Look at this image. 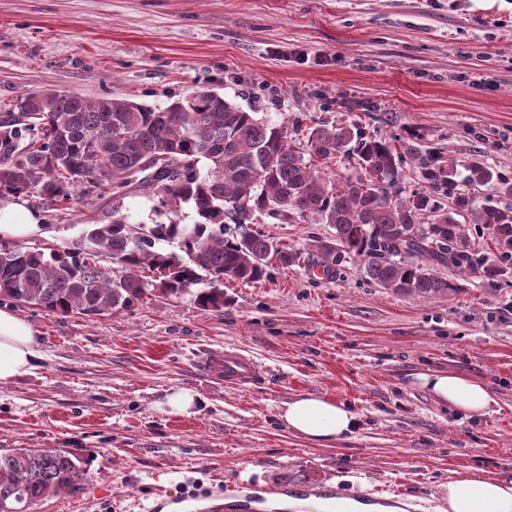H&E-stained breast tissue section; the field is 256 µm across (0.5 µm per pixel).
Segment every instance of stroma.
Wrapping results in <instances>:
<instances>
[{
	"label": "stroma",
	"instance_id": "1",
	"mask_svg": "<svg viewBox=\"0 0 512 512\" xmlns=\"http://www.w3.org/2000/svg\"><path fill=\"white\" fill-rule=\"evenodd\" d=\"M203 87L276 124H354L512 177V0H0V116L48 89L164 108ZM75 195L60 206L26 196L46 231L28 246L70 247L116 210L156 218L135 187L116 198L85 183ZM257 229L305 254L333 235L298 217L262 215ZM438 273L458 291L394 294L357 263L328 280L302 261L225 281L221 310L162 294L95 318L17 306L41 356L0 384V449L84 459L78 488L34 512H171L185 477L223 488L210 512H225L238 479L435 512L450 478L512 479V278ZM224 349L254 362L246 389L195 370ZM428 372L482 381L496 404L466 418L418 385ZM181 387L200 396L191 414L161 411ZM304 393L350 406L353 434L326 448L288 433L279 408Z\"/></svg>",
	"mask_w": 512,
	"mask_h": 512
}]
</instances>
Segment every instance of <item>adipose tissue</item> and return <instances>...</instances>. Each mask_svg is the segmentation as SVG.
Returning a JSON list of instances; mask_svg holds the SVG:
<instances>
[{"label":"adipose tissue","mask_w":512,"mask_h":512,"mask_svg":"<svg viewBox=\"0 0 512 512\" xmlns=\"http://www.w3.org/2000/svg\"><path fill=\"white\" fill-rule=\"evenodd\" d=\"M42 233L38 217L21 200L0 204V240ZM39 357L32 325L15 311L0 308V383L29 374ZM417 380L440 403L469 418L487 414L494 403L488 387L467 376L432 372L418 374ZM279 418L296 436L324 447L351 435L358 421L347 404L311 393L282 404ZM438 496L436 512H512V479L468 474L441 484Z\"/></svg>","instance_id":"ef3b65f1"}]
</instances>
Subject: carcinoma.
I'll use <instances>...</instances> for the list:
<instances>
[{
    "label": "carcinoma",
    "instance_id": "1",
    "mask_svg": "<svg viewBox=\"0 0 512 512\" xmlns=\"http://www.w3.org/2000/svg\"><path fill=\"white\" fill-rule=\"evenodd\" d=\"M16 109L0 118V196L37 193L52 204L66 203L91 178L117 193L142 188L167 221L131 224L114 210L110 223L89 225L70 248L47 253L1 245L0 301L95 317L159 291L222 309L224 281H259L274 260L283 267L300 261L299 253L274 247L252 229L256 214L265 211L334 229L333 238L314 244L324 276L336 277V268L350 259L394 293L449 295L459 284L436 266L465 271L482 264L467 250L459 216L483 225L502 255L512 257V204L476 207L472 192L454 188L453 159L366 139L354 125L319 124L304 144L298 131L259 119L211 90L166 108L123 97L38 92L19 98ZM352 154L356 173L325 177L326 168ZM408 155L426 186L404 197L399 169ZM466 171L470 186L492 183L499 197L512 199V178L479 159ZM184 204L196 215L192 224L181 223ZM166 244L178 251L165 250ZM103 254L120 274L99 264ZM83 464L60 448L0 451V512H33L74 490Z\"/></svg>",
    "mask_w": 512,
    "mask_h": 512
}]
</instances>
